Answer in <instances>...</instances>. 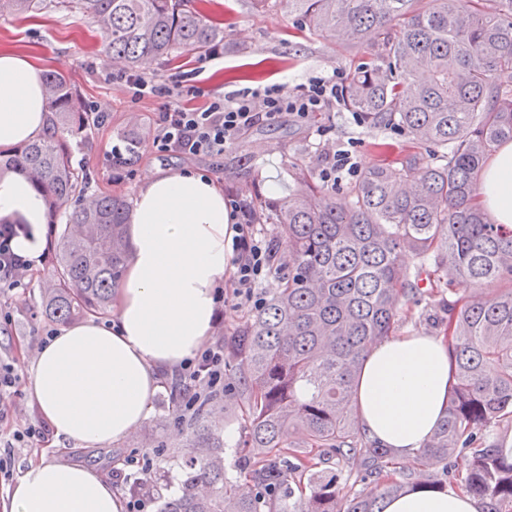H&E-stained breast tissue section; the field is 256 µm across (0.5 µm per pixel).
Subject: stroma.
Instances as JSON below:
<instances>
[{"label":"stroma","mask_w":512,"mask_h":512,"mask_svg":"<svg viewBox=\"0 0 512 512\" xmlns=\"http://www.w3.org/2000/svg\"><path fill=\"white\" fill-rule=\"evenodd\" d=\"M205 11L224 29L223 56L207 64L204 71H198L199 86L209 92L225 93L269 82L294 87L319 72L351 71L357 58L356 51L321 38L295 36L297 24L284 0H267L258 7L253 6L252 0H207ZM0 49L27 51L44 71L68 75L83 104H98L109 113V123L92 126L73 150L74 165L86 170L90 177L87 193H117L136 198L144 178L158 169L213 177L211 159L159 157L151 152L145 126L157 103L150 98L131 101L120 85L100 80V73L112 70L113 65L101 52L87 17L53 12L27 18L0 16ZM323 126L330 128L329 137L339 144L356 140L354 154L362 169L382 162L399 164L415 151L402 131L355 122L352 112L340 106L302 124L286 120L253 127L225 156L224 172L235 175L238 159H250L262 191L271 190L276 197L285 198L298 166H305L310 175H318L324 139L319 129ZM121 137L134 143L139 163L135 178L117 183L112 179L109 153L113 140ZM43 275V270L34 271L26 291L0 297V314L10 317L9 322L0 321V353L16 358L24 378L29 375L42 332L53 327L43 311ZM439 300V294L431 292L429 286H421L402 308L400 330L438 334ZM176 409L175 395L171 388H164L153 397L148 419L132 437L95 448L70 445L63 455L107 474L126 458L146 452L153 454L152 474L158 479L159 496L152 499L149 509L158 512L161 499L179 491L176 459L185 453L183 445L189 429L187 424L176 422ZM207 418L220 420L224 425L225 474L228 479H237L242 459L251 453L247 446L248 421L239 409L220 400L208 406ZM161 444L167 447L162 456L156 453Z\"/></svg>","instance_id":"1"}]
</instances>
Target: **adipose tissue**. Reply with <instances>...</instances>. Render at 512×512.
I'll return each instance as SVG.
<instances>
[{
	"label": "adipose tissue",
	"instance_id": "adipose-tissue-1",
	"mask_svg": "<svg viewBox=\"0 0 512 512\" xmlns=\"http://www.w3.org/2000/svg\"><path fill=\"white\" fill-rule=\"evenodd\" d=\"M42 69L28 54L0 52V146L34 140L48 114ZM479 201L496 223L512 224V141L481 173ZM44 202L19 174L0 177V219L26 224L14 249L40 267ZM236 230L224 191L208 177L158 170L142 183L127 224L131 260L112 318L63 328L31 365L28 396L56 442H118L146 420L165 378L208 341L217 290L231 266ZM451 363L444 337L403 332L374 341L354 406L366 435L414 459L448 402ZM47 445L8 487L0 512H125V501L95 469L55 458ZM384 512H478L473 495L416 489Z\"/></svg>",
	"mask_w": 512,
	"mask_h": 512
}]
</instances>
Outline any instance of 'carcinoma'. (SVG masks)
Segmentation results:
<instances>
[{
	"mask_svg": "<svg viewBox=\"0 0 512 512\" xmlns=\"http://www.w3.org/2000/svg\"><path fill=\"white\" fill-rule=\"evenodd\" d=\"M297 30L361 55L343 105L371 127L403 128L424 159L366 170L349 206L304 175L284 200L240 186L248 218L277 226L286 259L253 318L224 337V393L189 419L181 490L160 512H384L416 486L442 490L448 477L481 512H512V225L493 223L477 202L483 165L512 141V0H285ZM80 13L112 62L135 70L153 60L212 49L224 31L194 0H0V13ZM44 134L0 149V174L19 171L54 215L68 204L44 288L55 323L106 316L130 257L131 203L87 195L72 147L90 126L68 77L45 75ZM413 254L414 272L401 257ZM426 279L448 293L438 327L448 342V406L407 469L369 440L352 401L364 352L396 333L404 302ZM457 284L480 291L459 294ZM223 396L244 410L251 458L242 478L224 477V429L203 418ZM297 440H292V437ZM286 448L354 459L365 487L343 493L336 474ZM299 497L277 511V504Z\"/></svg>",
	"mask_w": 512,
	"mask_h": 512,
	"instance_id": "1",
	"label": "carcinoma"
}]
</instances>
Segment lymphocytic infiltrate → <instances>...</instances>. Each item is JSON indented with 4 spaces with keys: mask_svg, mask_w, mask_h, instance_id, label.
I'll list each match as a JSON object with an SVG mask.
<instances>
[{
    "mask_svg": "<svg viewBox=\"0 0 512 512\" xmlns=\"http://www.w3.org/2000/svg\"><path fill=\"white\" fill-rule=\"evenodd\" d=\"M105 82H124L131 100L153 95L158 106L148 121L149 145L152 153L160 156L183 154L220 158L238 139L260 122H276L291 116L304 120L315 112L335 110L340 101L347 75L341 71L315 74L306 83L287 88L281 83L245 87L219 94H206L193 75L184 74L174 81L152 82L122 71L109 72ZM319 169L321 181L333 187L343 179L359 174L353 151L344 146L329 145L322 153ZM237 235L232 243L233 273L231 292L218 297L219 305L229 302L250 303L261 307L258 293L272 270L276 243L246 217L237 196L228 199ZM21 228L16 224H0V293L27 288L32 270L26 259L13 248ZM224 382V342L216 340L186 360L178 371L176 383L185 410H193L202 393ZM51 433L46 424H30L14 430L0 440V475L9 476L16 449L49 443ZM149 456L130 458L124 467L113 470L115 483H136V492L130 493L127 512H145L149 494L140 490L144 477L152 469Z\"/></svg>",
    "mask_w": 512,
    "mask_h": 512,
    "instance_id": "lymphocytic-infiltrate-1",
    "label": "lymphocytic infiltrate"
}]
</instances>
